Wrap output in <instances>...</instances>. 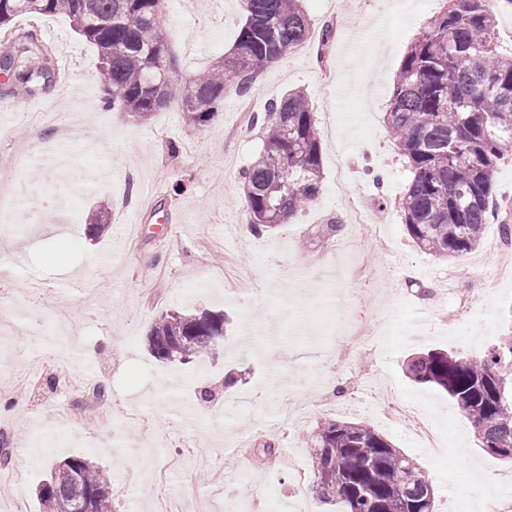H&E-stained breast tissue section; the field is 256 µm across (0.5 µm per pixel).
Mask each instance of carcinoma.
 <instances>
[{"mask_svg": "<svg viewBox=\"0 0 512 512\" xmlns=\"http://www.w3.org/2000/svg\"><path fill=\"white\" fill-rule=\"evenodd\" d=\"M164 0H0V30L22 15L63 14L97 51V74L112 108L144 121L171 99L174 59L158 14ZM245 20L231 52L185 82L180 107L187 124L206 126L230 88L249 92L260 72L311 38L300 0H242ZM491 0H448L405 53L392 80L387 124L412 177L399 208L408 235L424 253L458 257L476 249L492 211L497 162L512 152V55L497 52ZM49 58L28 36L0 54L11 78L26 83L30 64ZM252 124L266 131L263 152L239 179L247 219L260 233L308 208L321 189L320 132L308 97L295 90L267 104ZM89 236L109 231L100 209ZM219 314L161 315L147 336L166 363L214 349ZM409 379L446 393L488 452L512 453V337L478 358L431 350L406 363ZM312 490L341 512H384L397 495L407 512H433L429 477L384 435L360 422L326 420L312 442ZM111 482L84 457L58 462L40 491L43 512H111Z\"/></svg>", "mask_w": 512, "mask_h": 512, "instance_id": "carcinoma-1", "label": "carcinoma"}]
</instances>
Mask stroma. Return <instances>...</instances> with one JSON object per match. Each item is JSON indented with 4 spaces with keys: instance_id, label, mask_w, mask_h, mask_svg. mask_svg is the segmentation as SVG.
Segmentation results:
<instances>
[{
    "instance_id": "35a3bbf8",
    "label": "stroma",
    "mask_w": 512,
    "mask_h": 512,
    "mask_svg": "<svg viewBox=\"0 0 512 512\" xmlns=\"http://www.w3.org/2000/svg\"><path fill=\"white\" fill-rule=\"evenodd\" d=\"M316 40L267 66L245 96L227 92L205 129L186 124L178 101L146 121L103 107L96 51L62 15L20 16L13 36L47 43L61 74L49 89L0 76V102L28 100L0 138V186L28 195L32 169L5 159L55 140L60 115L76 112L78 145L55 181L43 184L45 209L10 227L12 270L0 279V501L18 494L42 512L35 491L51 466L84 456L105 468L113 512H210L223 499L252 512H328L297 501L296 467H309L311 439L325 419L361 422L390 439L426 472L434 512H484L512 476V464L481 448L448 395L404 374L412 354L443 349L478 357L512 336V291L498 279L512 267L500 227L512 199V153L493 175L496 209L479 248L440 259L408 236L399 199L410 179L385 123L391 83L404 54L444 0H302ZM164 19L182 77L209 68L232 45L240 0H195L192 12L166 0ZM305 90L320 130L321 190L288 223L255 233L237 180L263 146L253 113ZM368 210L352 221L336 194L338 173ZM107 203L113 229L129 230L128 250L112 257L111 238L90 241L85 226ZM339 219L330 230L329 219ZM472 306L452 324L453 297ZM224 312L229 323L215 353L162 364L145 336L162 314ZM57 324L66 346L48 358L41 327ZM392 327L403 340L383 350L364 329ZM237 382L224 387L225 373ZM213 396L201 400L202 389ZM417 404L450 428L440 456L412 437V425L387 422L380 399ZM86 424L76 440L51 430ZM271 445L275 459L263 455Z\"/></svg>"
}]
</instances>
